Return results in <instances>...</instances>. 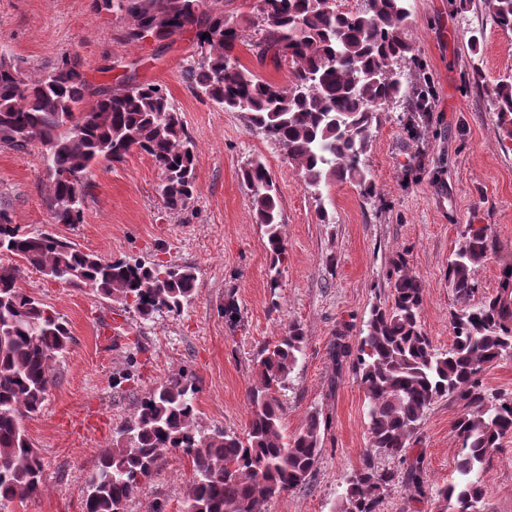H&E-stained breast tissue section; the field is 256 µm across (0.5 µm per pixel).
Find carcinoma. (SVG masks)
I'll list each match as a JSON object with an SVG mask.
<instances>
[{
    "label": "carcinoma",
    "instance_id": "obj_1",
    "mask_svg": "<svg viewBox=\"0 0 512 512\" xmlns=\"http://www.w3.org/2000/svg\"><path fill=\"white\" fill-rule=\"evenodd\" d=\"M404 2L364 0L363 8L344 11L336 0H256L252 55L262 65L287 68L284 83L239 61L234 49L243 37L241 22L214 9L211 0H92V9L127 17L124 38L130 43L163 42L194 30L197 58L187 73L197 96L226 112L247 113L249 127L284 150L306 188L349 181L369 198L375 184L365 155L381 112L401 97L423 112L432 91L427 77L410 92L399 78L403 64L423 69L412 56ZM485 4L498 27L512 31V0ZM485 89L512 140V82ZM33 142L44 147L46 204L55 224L81 223L92 167L103 159L120 161L133 148L162 171L167 209L184 211L194 196L192 139L161 86L133 78L116 90L95 86L67 55L32 78L0 53V143L24 150ZM241 175L253 192L256 222L265 228L274 290L286 255L278 187L259 158L247 161ZM487 247V227L470 224L448 261V286L464 301L474 291ZM0 255L120 301L143 318L178 314L198 292L192 266L167 272L155 263L105 259L49 231H25L2 209ZM406 266L402 255L393 260L391 304L372 309L359 346L352 348L343 331L331 345L336 366L353 358L370 434V448L342 497L349 508L337 512H380L397 472L381 468L377 459L404 457L418 422L443 397L462 402L465 411L454 423L461 448L457 477L437 492L440 512H478L491 453L512 435V393H491L480 378L484 366L512 357V264L501 268L495 296L451 314L454 340L444 352L421 329L423 288ZM19 273L17 266H0V512L45 486L41 458L22 421L41 409L54 364L71 340L62 317L17 287ZM303 340L301 328L290 324L260 350L244 437L222 427L201 430L195 376L182 372L154 388L88 477L85 512H124L141 477L167 451L192 463L189 512H261L264 501L302 485L322 454L326 420L315 413L301 431L284 436L278 395Z\"/></svg>",
    "mask_w": 512,
    "mask_h": 512
}]
</instances>
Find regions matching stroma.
<instances>
[{
	"mask_svg": "<svg viewBox=\"0 0 512 512\" xmlns=\"http://www.w3.org/2000/svg\"><path fill=\"white\" fill-rule=\"evenodd\" d=\"M413 53L422 69L407 67L415 84L429 77L427 112L406 100L386 107L373 131L366 163L372 198L333 182L308 191L279 149L251 131L243 113L197 98L186 70L196 52L192 32L159 44L127 42L126 18L95 13L91 0H0V52L37 76L63 56H77L96 85L119 87L133 69L137 80L161 85L178 108L197 151L194 197L182 212L168 211L159 194L162 173L152 158L131 150L89 173L83 218L56 224L46 205L43 147L19 151L0 144V209L25 229L47 230L104 258L189 265L198 293L178 314L144 320L122 303L22 267L18 286L57 312L72 343L54 367L42 409L22 425L39 453L46 487L9 506V512H84L87 480L117 428L159 383L188 370L198 381L200 425L244 433L246 394L255 381L260 349L289 323L304 334L303 351L279 396L285 436L309 417H327L323 453L307 482L265 502L263 512H336L347 477L370 446L365 396L351 362L335 366L330 347L338 331L358 345L370 311L389 303V272L397 254L424 287L421 327L441 351L453 343L451 314L462 306L446 278L448 260L467 225L488 228V253L476 272L474 301L494 295L499 271L512 264V142L489 98L474 84L512 81V31L501 30L484 0H406ZM481 34L471 46L473 34ZM262 157L279 187L287 249L280 286H267L270 256L256 223L252 193L241 178L245 162ZM327 210L321 222L319 210ZM233 302L238 323L221 313ZM462 405L439 400L410 440L404 462H422L424 494L405 479L386 487L382 512H434L438 489L456 476L459 453L453 423ZM191 462L165 453L130 498L126 512H185ZM481 512H512V437L492 452L484 475Z\"/></svg>",
	"mask_w": 512,
	"mask_h": 512,
	"instance_id": "1",
	"label": "stroma"
}]
</instances>
